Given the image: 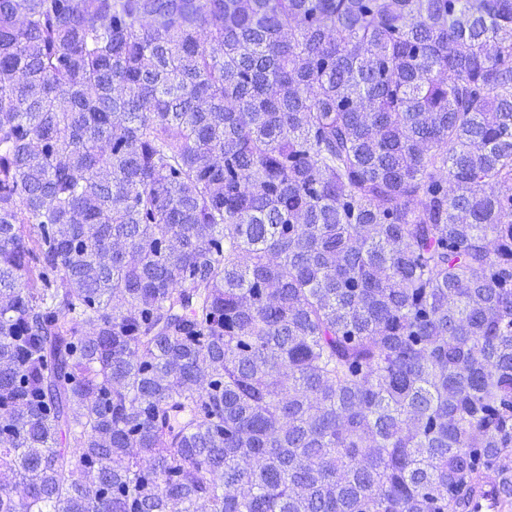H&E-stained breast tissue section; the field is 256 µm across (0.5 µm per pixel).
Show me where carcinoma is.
Here are the masks:
<instances>
[{"instance_id": "carcinoma-1", "label": "carcinoma", "mask_w": 512, "mask_h": 512, "mask_svg": "<svg viewBox=\"0 0 512 512\" xmlns=\"http://www.w3.org/2000/svg\"><path fill=\"white\" fill-rule=\"evenodd\" d=\"M0 433V512L512 494V0H0Z\"/></svg>"}]
</instances>
